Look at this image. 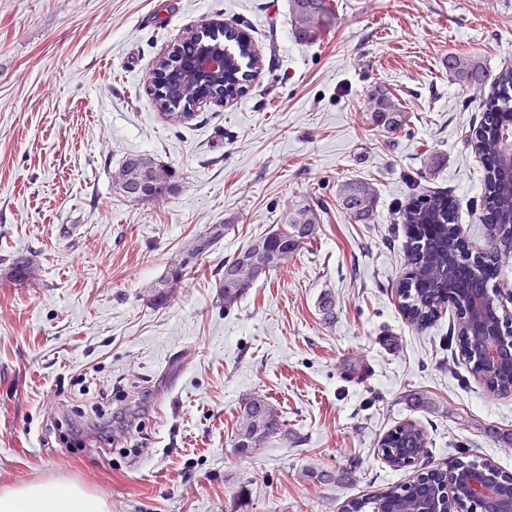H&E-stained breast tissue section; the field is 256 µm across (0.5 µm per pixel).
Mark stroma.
Here are the masks:
<instances>
[{"instance_id":"1","label":"stroma","mask_w":512,"mask_h":512,"mask_svg":"<svg viewBox=\"0 0 512 512\" xmlns=\"http://www.w3.org/2000/svg\"><path fill=\"white\" fill-rule=\"evenodd\" d=\"M336 3L339 27L303 44L288 0H0V490L63 479L112 512H340L413 479L378 452L405 421L426 431L430 468L486 458L512 473V394L473 377L452 307L419 329L395 295L407 175L448 190L470 249L485 243L466 143L479 92L445 62L512 67V0ZM210 21L246 31L263 68L232 103L171 124L145 79ZM377 82L406 105L400 133L366 119ZM134 153L176 171L163 203L113 184ZM349 178L378 192L371 223L336 208ZM319 199L314 243L225 309V259ZM210 224L229 231L155 306L153 286ZM18 250L39 263L21 287L3 275ZM254 394L288 436L241 456L237 406Z\"/></svg>"}]
</instances>
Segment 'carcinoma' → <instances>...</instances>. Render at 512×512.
<instances>
[{
  "mask_svg": "<svg viewBox=\"0 0 512 512\" xmlns=\"http://www.w3.org/2000/svg\"><path fill=\"white\" fill-rule=\"evenodd\" d=\"M335 0H289V14L294 37L304 43H315L340 24L334 7ZM224 41V54L229 65L224 69L221 85L183 84L173 87L163 84L167 75L195 52L203 42ZM262 60L252 49L246 34L229 28L212 35L199 32L173 48L166 57L156 61L148 76L147 86L155 105L169 117L172 124L182 123L185 113L192 110L198 94L218 89L227 98L242 93L251 73L259 70ZM448 77L467 85H483L487 74L475 57L457 53L448 56ZM366 112L371 123L388 133L407 125L409 112L390 87L375 83L365 93ZM481 119L473 130L470 146L478 157L482 172L484 248L472 255L456 232L458 213L454 199L446 191L427 190L418 178L408 182L416 194L401 214L407 233L406 264L408 271L399 281L396 293L405 318L413 325L424 327L436 320L440 309L450 303L455 309L458 339L470 370L480 378L492 395L512 392V378L506 374H489L480 354L471 348L467 336L471 297L489 295L490 281L499 274V263L512 257V68L501 70L495 77L492 91L479 101ZM119 193L134 203H155L166 200L177 189L176 172L149 154L128 155L112 176ZM336 204L340 212L357 224L367 223L378 205V194L372 184L361 179H348L339 184ZM320 214L316 204H306L286 212L283 223L273 231L254 238L245 248L224 261V266L240 271L236 284L219 279L218 298L224 309L230 310L257 282L247 268H240V258L253 254L262 263L276 257L275 271L301 248L316 240ZM229 224H210L197 234L172 261L166 275L152 289L151 301L156 306L168 304L186 275L192 271L203 253L202 241L213 247L230 230ZM8 280L18 286L35 280L37 264L33 256L18 253L10 258ZM240 427L235 438L239 454L256 452L269 438H288V425L278 409L264 396H247L238 406ZM428 436L411 422H405L389 432L379 443V451L400 466L403 458H428ZM418 488L396 484L381 492L353 498L342 512H378L386 505H396L401 512H415Z\"/></svg>",
  "mask_w": 512,
  "mask_h": 512,
  "instance_id": "cac0c4a2",
  "label": "carcinoma"
}]
</instances>
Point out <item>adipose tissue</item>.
Here are the masks:
<instances>
[{"label":"adipose tissue","instance_id":"adipose-tissue-1","mask_svg":"<svg viewBox=\"0 0 512 512\" xmlns=\"http://www.w3.org/2000/svg\"><path fill=\"white\" fill-rule=\"evenodd\" d=\"M0 512H110V507L78 484L37 481L1 490Z\"/></svg>","mask_w":512,"mask_h":512}]
</instances>
